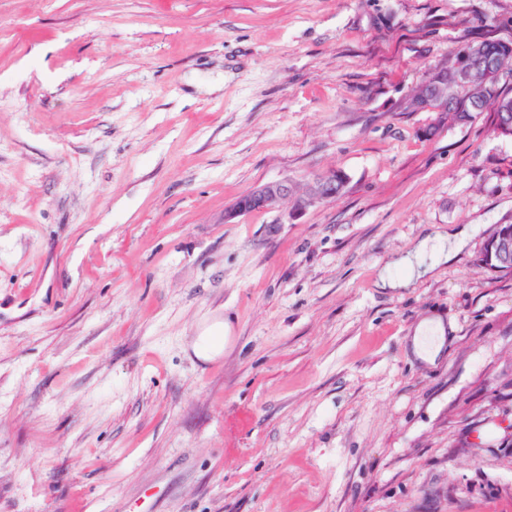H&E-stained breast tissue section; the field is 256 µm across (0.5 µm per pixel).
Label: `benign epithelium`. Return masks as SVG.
Returning a JSON list of instances; mask_svg holds the SVG:
<instances>
[{
  "mask_svg": "<svg viewBox=\"0 0 512 512\" xmlns=\"http://www.w3.org/2000/svg\"><path fill=\"white\" fill-rule=\"evenodd\" d=\"M461 62L454 65V83L448 84L441 80L430 86L429 98L437 100L442 112L448 108V99L456 97V88H471V100L483 99V86L472 82V74L477 71L475 62L482 59V47L471 44L460 55ZM336 170H329L315 175L309 182L306 191L298 193L293 184L284 179L260 184L240 197L224 212V223H232L238 216L254 209L275 210L280 204H291L290 217L294 220L302 218L312 208L320 207L336 199ZM483 249L496 256L502 265L512 266V228L505 229L483 244Z\"/></svg>",
  "mask_w": 512,
  "mask_h": 512,
  "instance_id": "7a95c632",
  "label": "benign epithelium"
}]
</instances>
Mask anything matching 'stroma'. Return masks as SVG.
Here are the masks:
<instances>
[{
	"mask_svg": "<svg viewBox=\"0 0 512 512\" xmlns=\"http://www.w3.org/2000/svg\"><path fill=\"white\" fill-rule=\"evenodd\" d=\"M482 38L512 0H0V512H512V139L409 105ZM342 173H345L342 171ZM336 172V169L316 174L309 182L304 193H297L288 179L270 181L260 184L240 197L229 209L224 212L225 223L231 224L238 216L251 212L253 209L275 210L280 204L290 202V217L292 220L302 218L308 210L320 207L336 200L346 189L349 177L340 190L346 175ZM483 249L487 250L489 254H495L498 264L494 257H491L488 253H485L484 256L481 252L480 262L486 267L498 269L499 271L512 273V267H507L503 265L512 266V227L511 229H505L498 234H496L493 238L488 239L483 244ZM463 246V241L455 235L448 234V251L447 253L444 251V246L442 243V237L437 238V244L430 245V239L426 238L417 243L412 252L407 253L405 256L401 257L396 261L397 264L403 266L407 272L408 276L403 280H393L389 278L387 275L382 273L379 278V287L382 288H406L412 278L417 275L421 276L430 272L434 264L423 266L420 262V259L426 254L432 255L435 262H440L445 259H450L457 251H459ZM445 327L441 321H428L419 328V336H414V352L427 363H434L436 356L445 345ZM431 336H428V335Z\"/></svg>",
	"mask_w": 512,
	"mask_h": 512,
	"instance_id": "1",
	"label": "stroma"
}]
</instances>
